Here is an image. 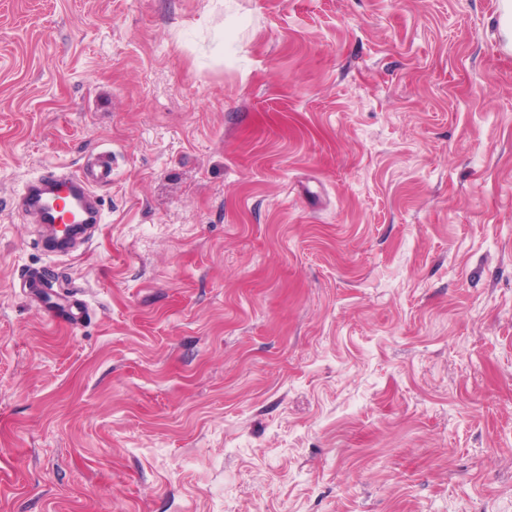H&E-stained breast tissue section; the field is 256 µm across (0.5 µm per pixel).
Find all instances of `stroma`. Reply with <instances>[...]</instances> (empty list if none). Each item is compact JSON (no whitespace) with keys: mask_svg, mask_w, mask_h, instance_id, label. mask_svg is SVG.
I'll return each instance as SVG.
<instances>
[{"mask_svg":"<svg viewBox=\"0 0 512 512\" xmlns=\"http://www.w3.org/2000/svg\"><path fill=\"white\" fill-rule=\"evenodd\" d=\"M498 8L0 0V512H512ZM104 150L48 256L16 195Z\"/></svg>","mask_w":512,"mask_h":512,"instance_id":"35a3bbf8","label":"stroma"}]
</instances>
